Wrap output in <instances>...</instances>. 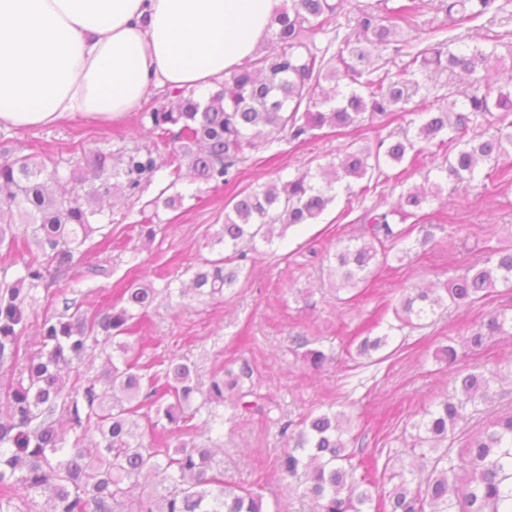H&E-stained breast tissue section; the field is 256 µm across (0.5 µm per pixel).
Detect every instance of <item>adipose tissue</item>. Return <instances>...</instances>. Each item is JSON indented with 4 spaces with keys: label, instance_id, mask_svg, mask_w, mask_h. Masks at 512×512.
Segmentation results:
<instances>
[{
    "label": "adipose tissue",
    "instance_id": "ef3b65f1",
    "mask_svg": "<svg viewBox=\"0 0 512 512\" xmlns=\"http://www.w3.org/2000/svg\"><path fill=\"white\" fill-rule=\"evenodd\" d=\"M280 0H0V127L115 121L249 64Z\"/></svg>",
    "mask_w": 512,
    "mask_h": 512
}]
</instances>
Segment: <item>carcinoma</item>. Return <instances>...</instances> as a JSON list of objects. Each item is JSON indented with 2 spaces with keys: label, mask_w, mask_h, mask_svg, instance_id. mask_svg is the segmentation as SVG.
I'll return each instance as SVG.
<instances>
[{
  "label": "carcinoma",
  "mask_w": 512,
  "mask_h": 512,
  "mask_svg": "<svg viewBox=\"0 0 512 512\" xmlns=\"http://www.w3.org/2000/svg\"><path fill=\"white\" fill-rule=\"evenodd\" d=\"M345 0H291L276 10L268 46L252 63L224 76L202 96L168 89L170 104L152 100L140 112L150 125V146L95 150L62 161H40L0 147V248L24 239L28 258L16 270L0 267V368L18 371V381L0 404V512L14 496L47 497L51 512H262L261 499L224 481L211 468L212 453L192 442L179 449L156 448L138 431L141 410L150 431L180 429L205 408L210 423H224L212 406L224 394H237L234 408L261 410L253 390L240 386L231 371L198 386L187 363L169 361L160 384L151 367L130 355L119 337L140 327L158 292L169 298L186 289L167 281L162 290L130 282L121 306L89 311L65 305V313L44 321L37 350L19 358V342L37 293L73 270L74 256L105 224V206L115 195L141 199L159 178L168 185L150 205L177 209L198 196L199 185L227 186L236 180L248 154L268 151L285 138L303 143L327 129L344 135L367 125L388 127L410 92L434 89L435 75L465 76L461 101L431 106L414 132L402 131L368 147H348L337 161L243 190L224 212V224L211 238L223 253L194 275L198 299H214L235 287L248 251L282 239L288 230L316 222L344 193L364 200L381 179L402 186L388 209H368L360 236L334 254L336 291L350 292L372 269L387 262L390 247L405 242L410 230L393 223L420 218L438 197L442 183L508 177L499 161L512 149V91L494 88L490 75L500 65L499 38L485 48L465 44L470 23L512 8V0H439L438 9L457 33L437 46L413 49L392 71L373 61V49L388 44L397 30L416 25L419 0H381L360 10L355 34H341L339 13ZM333 35L325 46L317 36ZM339 43L332 50L333 43ZM335 83L332 90L322 82ZM444 154L434 179L405 186L408 173L427 151ZM402 169L389 174L395 166ZM186 186L169 196L167 190ZM499 285L512 288V249L496 248L485 260L440 288L413 289L394 309L397 324L364 337L357 346L369 356L388 345L390 332L415 328L450 304L475 302ZM511 336L512 314L491 315L471 330L462 346L478 349L489 336ZM108 366L67 387L66 374L95 351ZM121 357L114 359L113 352ZM499 373H457L453 388L426 409L405 443L407 461L388 475L390 489L356 477L353 440L344 437L343 414L311 418L290 438L278 462L282 479H304L303 495L315 512H512V410L496 415L459 452L452 440L465 412L494 400ZM156 479L148 494L131 500L126 484Z\"/></svg>",
  "instance_id": "carcinoma-1"
}]
</instances>
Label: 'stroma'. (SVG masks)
Instances as JSON below:
<instances>
[{"mask_svg": "<svg viewBox=\"0 0 512 512\" xmlns=\"http://www.w3.org/2000/svg\"><path fill=\"white\" fill-rule=\"evenodd\" d=\"M451 24L433 0H423L416 29L398 32L392 43L375 49L378 63L395 68L399 48L429 37L446 38ZM388 128L368 131L357 139L328 135L304 143L282 142L277 155L256 153L243 164L229 186H202L196 199L181 208L159 212L156 236L146 240L138 220L141 203L116 199L112 222L94 234L86 264L101 266L99 275L74 274L39 292V301L20 340L21 356L35 350L39 324L61 313L65 300L88 298L94 306L118 301L127 282L157 283L159 276L189 281L204 260L216 257L212 234L224 222V207L242 190L278 177L335 161L350 143L365 146L388 135ZM0 140L24 155L69 159L92 149L114 150L151 143L138 126L137 114L119 121H95L79 116L47 128L4 129ZM399 192L383 183L365 202L339 198L318 223L292 228L283 240L247 261L239 283L215 301L170 303L158 295L145 323L128 341L141 363L170 358L194 365L201 382L224 371L248 368L246 386L263 399L266 414H235L225 406L220 433L211 432L204 416H196L190 432L159 438L164 448L184 441L212 448V467L226 481L250 489L262 500V512H310L297 483L279 480L277 460L288 444L285 424L331 409L349 420L348 435L356 457H377L379 468L369 479L381 483L382 468L400 465L404 442L413 423L448 390L451 376L436 353L496 312L512 310V288L497 287L475 303L442 309L425 327L393 336L383 350L369 357L350 355L378 320H393V309L406 290L438 284L486 259L491 248H512V179L476 181L467 189L445 184L439 200L423 219L429 233L414 230L416 244L402 260L374 268L358 296L337 300L328 283V255L359 235L367 207H389ZM111 248H101L103 236ZM320 349L330 359L320 369L309 368L307 350ZM512 357V336L488 338L478 350L461 349L459 368L489 372ZM512 408V382L497 387L494 401L469 414L455 430L454 448Z\"/></svg>", "mask_w": 512, "mask_h": 512, "instance_id": "35a3bbf8", "label": "stroma"}]
</instances>
